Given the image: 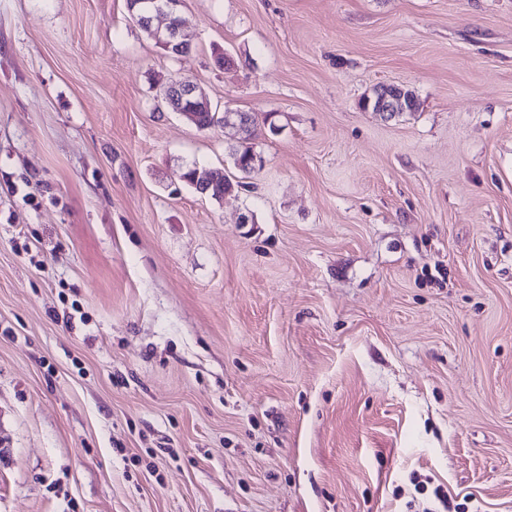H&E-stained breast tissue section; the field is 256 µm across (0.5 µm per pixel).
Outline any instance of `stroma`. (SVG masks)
<instances>
[{
    "label": "stroma",
    "mask_w": 512,
    "mask_h": 512,
    "mask_svg": "<svg viewBox=\"0 0 512 512\" xmlns=\"http://www.w3.org/2000/svg\"><path fill=\"white\" fill-rule=\"evenodd\" d=\"M181 18L0 0V512H512V0ZM135 2L134 5L138 6L143 0H133ZM156 4L153 8H151L146 13H141L138 11L139 6L137 7V14L134 15L135 20L140 19L142 24L148 25L150 30H153V21L156 16H164L168 19V25L165 28L164 32L159 30L154 31V35L160 38L161 46L169 52H174L175 55L181 56L177 54L175 50H181L185 45L191 44V41L188 35L183 31L182 25L180 23V18L178 16L179 10L183 5V0H158L154 1ZM162 92L165 94L171 112H177L191 123H195L194 115H198V123L203 126L211 127L222 121V118L217 116L218 113L216 109H214V112H211L210 115L209 112L199 110L198 104H190L186 107L188 112H182V102L184 99L189 98L201 103L210 102L209 99L198 90L197 86L190 81L173 80L163 87ZM247 113V112H244ZM249 114V113H247ZM250 115V114H249ZM252 118V123L249 127H247V131L244 133L245 137L242 139V144L233 150L232 155L234 157L235 166L243 173H251L253 168L250 164V161L256 155L251 146H247V141L251 139L252 134L254 132L255 120ZM246 144V145H244ZM240 164V165H239Z\"/></svg>",
    "instance_id": "1"
}]
</instances>
